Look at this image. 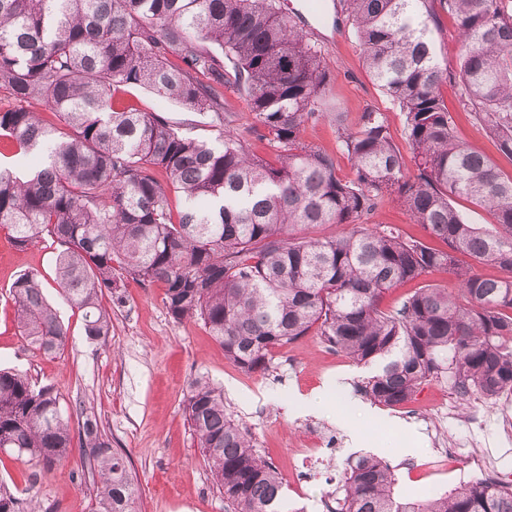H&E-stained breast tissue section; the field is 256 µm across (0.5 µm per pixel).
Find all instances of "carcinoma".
I'll return each instance as SVG.
<instances>
[{"label":"carcinoma","mask_w":512,"mask_h":512,"mask_svg":"<svg viewBox=\"0 0 512 512\" xmlns=\"http://www.w3.org/2000/svg\"><path fill=\"white\" fill-rule=\"evenodd\" d=\"M433 2L338 0L366 71L402 112L414 165L408 172L385 113L370 109L350 129L338 112L354 172L344 180L335 155L301 140L305 122L329 112L332 71L277 0H0V92L12 100L0 107V136L25 153L51 151L25 178L0 166V227L21 249L58 246L59 292L89 341L112 328L99 296L122 299L129 277L161 284L168 314L201 321L245 373L267 370L276 350L313 332L376 366L365 391L384 407L448 372L461 395L494 406L512 394V176L454 134ZM439 6L456 21L462 104L512 156V12L505 0ZM226 84L245 95L272 158L224 128ZM137 87L209 117L221 147L183 131L191 119L121 105L119 94ZM386 197L447 249L369 226ZM458 198L485 210L487 227L467 223ZM323 224L350 230L309 235ZM460 254L508 276L485 277ZM431 268L452 272L457 293L426 285L393 310L379 307L385 292ZM10 293L29 346L59 353L67 328L42 275L22 273ZM185 417L227 512H288L279 473L226 410L222 388L192 379ZM74 418L96 476L95 512H139L127 458L95 412L0 369V451L51 467L70 454ZM345 484L338 512H512V488L494 483L424 504L397 497L394 473L370 455L347 468ZM0 512H27L3 482Z\"/></svg>","instance_id":"1"}]
</instances>
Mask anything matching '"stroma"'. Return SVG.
I'll use <instances>...</instances> for the list:
<instances>
[{
	"label": "stroma",
	"mask_w": 512,
	"mask_h": 512,
	"mask_svg": "<svg viewBox=\"0 0 512 512\" xmlns=\"http://www.w3.org/2000/svg\"><path fill=\"white\" fill-rule=\"evenodd\" d=\"M335 16L330 8L323 18L306 20L334 74L331 105L351 126L366 110L386 113L393 142L407 150L399 107L367 73L351 25L336 22ZM442 95L459 139L512 176V157L499 152L463 108L460 84L448 82ZM302 138L335 154L338 175L352 178L331 118L309 121ZM55 257L52 242L20 250L0 229V368L54 386L64 405L83 399L93 406L113 447L128 458L141 512H224V499L184 412L187 385L198 375L223 388L228 412L247 426L262 455L280 473L289 503L300 512H313V502L323 491L344 497V464L362 454L386 460L398 491L418 503L460 486L461 476L476 466L470 454L474 447L496 449L500 467L512 472V438L503 429L504 423H512V395L490 408L478 397L461 396L446 376L422 384L409 405L389 409L365 392L372 368L337 358L315 335L277 350L266 371L248 374L225 357L201 323L179 322L168 314L158 283L128 282L119 302L102 295L112 329L106 340L92 343L83 333L80 312L63 304L57 292ZM29 270L42 273L46 295L69 329L65 349L55 357L33 350L16 322L10 287ZM323 392L330 395L326 407L311 408L310 400ZM314 427L336 436L340 446L334 463L320 467L299 489L291 480L293 450ZM443 440L467 444L468 449L437 468L433 461ZM81 468L76 451L50 469L0 452V481L23 492L33 512H93L91 485L78 478Z\"/></svg>",
	"instance_id": "obj_1"
}]
</instances>
